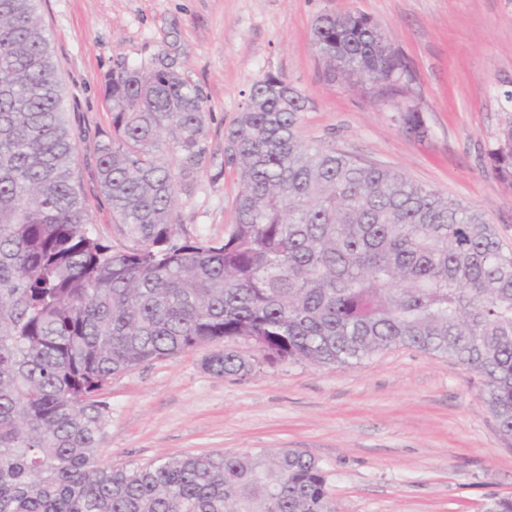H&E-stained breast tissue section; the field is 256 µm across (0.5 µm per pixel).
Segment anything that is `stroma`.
Masks as SVG:
<instances>
[{
  "mask_svg": "<svg viewBox=\"0 0 512 512\" xmlns=\"http://www.w3.org/2000/svg\"><path fill=\"white\" fill-rule=\"evenodd\" d=\"M80 137L75 177L96 231L123 239L97 181L110 129L105 81L124 65L163 61L199 86L211 112L209 158L180 197L185 233L223 237L235 217L237 172L224 133L250 87L280 75L309 100L307 140L483 211L512 248V187L489 152L512 90V0H38ZM358 13L387 32L406 71L391 85L332 78L310 44L321 13ZM419 112L425 135L399 114ZM253 342L203 345L114 376L101 391L109 425L100 444L115 468L164 459L291 448L323 466L336 512H485L512 497V438L481 397L474 371L402 347L352 365H261L218 376L202 363Z\"/></svg>",
  "mask_w": 512,
  "mask_h": 512,
  "instance_id": "obj_1",
  "label": "stroma"
}]
</instances>
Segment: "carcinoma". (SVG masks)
<instances>
[{
	"instance_id": "carcinoma-1",
	"label": "carcinoma",
	"mask_w": 512,
	"mask_h": 512,
	"mask_svg": "<svg viewBox=\"0 0 512 512\" xmlns=\"http://www.w3.org/2000/svg\"><path fill=\"white\" fill-rule=\"evenodd\" d=\"M328 74L398 81L384 30L324 13ZM111 131L98 182L128 245L101 238L73 176L77 149L36 0H0V512H335L301 451L188 456L113 468L97 399L112 377L225 339L205 369L351 364L392 348L452 360L483 381L512 437V251L484 213L404 173L304 141L305 95L269 74L224 134L239 174L221 241L183 233L178 194L207 165L202 89L167 64L107 78ZM512 185V113L489 153Z\"/></svg>"
}]
</instances>
